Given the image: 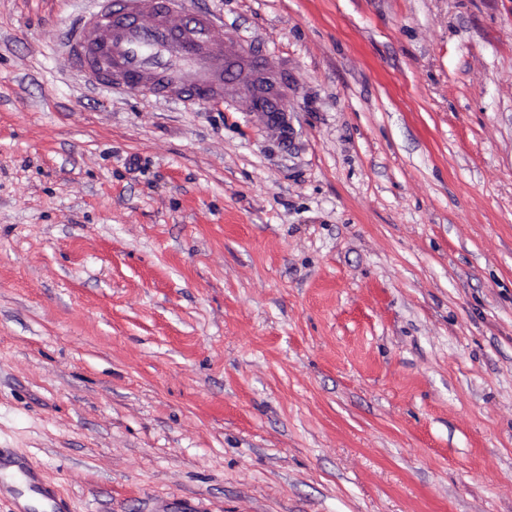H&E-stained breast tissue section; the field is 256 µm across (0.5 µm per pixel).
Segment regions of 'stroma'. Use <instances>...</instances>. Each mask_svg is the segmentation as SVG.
<instances>
[{
  "label": "stroma",
  "mask_w": 512,
  "mask_h": 512,
  "mask_svg": "<svg viewBox=\"0 0 512 512\" xmlns=\"http://www.w3.org/2000/svg\"><path fill=\"white\" fill-rule=\"evenodd\" d=\"M0 0V462L63 512H512V0H187L286 75L87 81ZM252 82L263 83L265 87L269 89L268 95L272 101L270 109L265 111L266 102L261 98V90H254V92L251 94L248 92L249 87L247 86L246 94L254 99V102L260 106L263 111L255 113L259 115L262 122L270 131L275 133H282L287 127L288 105L277 85V82L270 74L264 72H256L253 76Z\"/></svg>",
  "instance_id": "stroma-1"
}]
</instances>
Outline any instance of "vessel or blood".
I'll use <instances>...</instances> for the list:
<instances>
[{
	"mask_svg": "<svg viewBox=\"0 0 512 512\" xmlns=\"http://www.w3.org/2000/svg\"><path fill=\"white\" fill-rule=\"evenodd\" d=\"M175 0H99L70 35L75 64L93 84L121 81L169 100H222L226 78L251 72L243 52L215 40L209 15L186 12L173 23Z\"/></svg>",
	"mask_w": 512,
	"mask_h": 512,
	"instance_id": "vessel-or-blood-1",
	"label": "vessel or blood"
}]
</instances>
